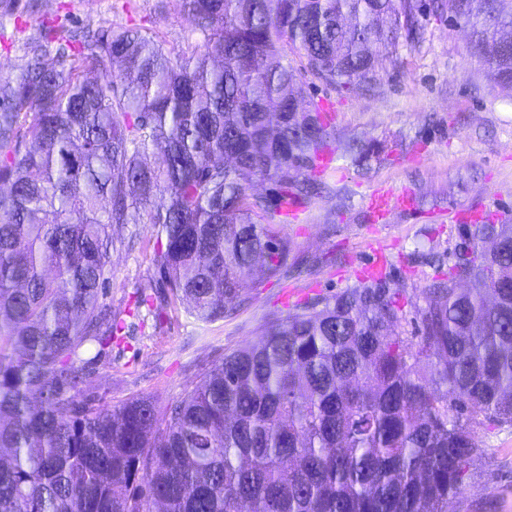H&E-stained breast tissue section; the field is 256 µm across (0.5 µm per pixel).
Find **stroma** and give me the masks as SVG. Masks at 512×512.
Returning a JSON list of instances; mask_svg holds the SVG:
<instances>
[{"label": "stroma", "mask_w": 512, "mask_h": 512, "mask_svg": "<svg viewBox=\"0 0 512 512\" xmlns=\"http://www.w3.org/2000/svg\"><path fill=\"white\" fill-rule=\"evenodd\" d=\"M37 0L22 21L0 16V67L20 71L22 43L39 23L65 36L87 25L117 21L154 29L168 47L191 43V28L177 0ZM427 34L419 44H400L398 59L378 78L352 90L320 83L295 54L303 93L332 105L330 131L336 141L380 148L369 164L355 166L343 151L334 171L320 174L321 193L308 199L298 221L284 222L281 234L292 245L295 263L286 273L258 277L247 302L224 319L202 322L186 311L134 316L128 309L154 274L156 229L150 224L112 227V277L104 302L123 313L124 338L97 357V379L110 380L106 403L149 397L163 410L199 385L206 370L241 346L258 341L266 324L300 312L307 300L355 285V268L374 249L386 248L392 275L408 290L404 305L434 270L427 260L451 249L457 215L483 209L512 218V92L491 87L482 64L471 56L465 33L447 19L424 17ZM412 191L418 212H392L387 223H370L367 196L377 188ZM481 448L452 512H512V426L478 429Z\"/></svg>", "instance_id": "35a3bbf8"}]
</instances>
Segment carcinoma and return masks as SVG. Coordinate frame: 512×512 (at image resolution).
Returning <instances> with one entry per match:
<instances>
[{
	"instance_id": "cac0c4a2",
	"label": "carcinoma",
	"mask_w": 512,
	"mask_h": 512,
	"mask_svg": "<svg viewBox=\"0 0 512 512\" xmlns=\"http://www.w3.org/2000/svg\"><path fill=\"white\" fill-rule=\"evenodd\" d=\"M178 3L195 41L177 52L118 22L82 40L42 25L25 67L0 70V512H450L476 429L512 424V222L458 225L412 317L390 275L317 297L162 416L88 395L77 362L115 339L113 224L157 228L140 304L204 322L257 263L288 266L272 220L333 149L288 53L350 90L449 12L511 90L512 0Z\"/></svg>"
}]
</instances>
